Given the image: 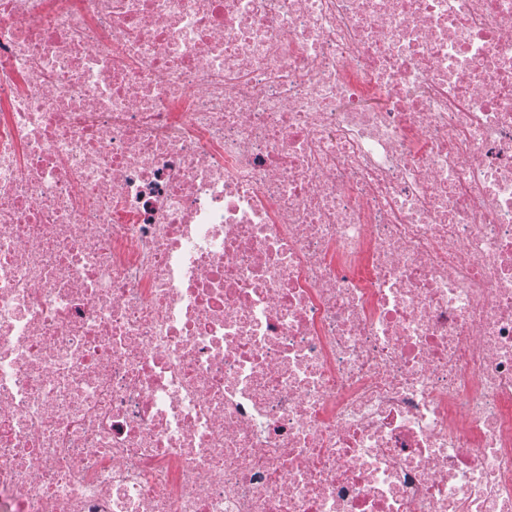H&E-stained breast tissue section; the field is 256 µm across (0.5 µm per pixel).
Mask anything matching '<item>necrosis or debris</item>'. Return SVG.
I'll return each mask as SVG.
<instances>
[{
  "mask_svg": "<svg viewBox=\"0 0 512 512\" xmlns=\"http://www.w3.org/2000/svg\"><path fill=\"white\" fill-rule=\"evenodd\" d=\"M0 512H512V0H0Z\"/></svg>",
  "mask_w": 512,
  "mask_h": 512,
  "instance_id": "1",
  "label": "necrosis or debris"
}]
</instances>
